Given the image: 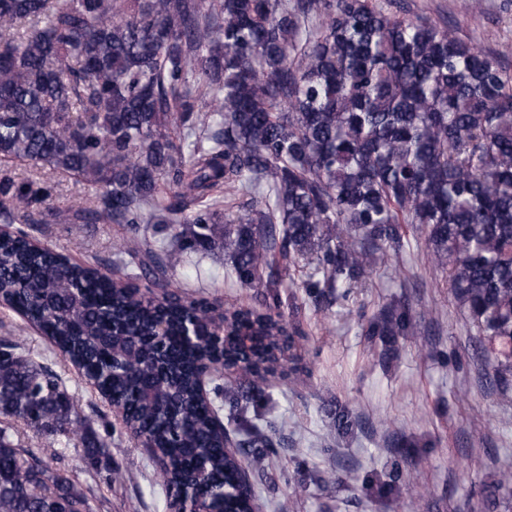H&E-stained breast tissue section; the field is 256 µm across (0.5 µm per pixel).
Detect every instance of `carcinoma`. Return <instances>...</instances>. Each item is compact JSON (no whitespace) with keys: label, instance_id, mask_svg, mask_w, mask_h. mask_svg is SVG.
<instances>
[{"label":"carcinoma","instance_id":"obj_1","mask_svg":"<svg viewBox=\"0 0 512 512\" xmlns=\"http://www.w3.org/2000/svg\"><path fill=\"white\" fill-rule=\"evenodd\" d=\"M0 160L74 175L96 189L89 219L125 224L117 260L216 247L266 311L117 281L42 246L0 237V306L52 340L86 384L122 402L147 446L164 512H254L280 428L249 408L267 377L307 370L302 332L280 311L283 265L311 266L306 294L334 301L399 255L415 224L466 320L489 383L512 387V74L454 32L368 0H0ZM176 202L162 200L163 190ZM249 202L234 208L235 197ZM52 188L0 171V216L49 208ZM364 334L384 364L417 335L411 308L384 307ZM5 336L0 419L83 444L87 469L110 443L50 368ZM240 371L199 393L210 364ZM227 411V427L214 416ZM345 406L330 429L348 434ZM240 438L236 455L224 435ZM402 438L385 478L400 493ZM0 428V512H93L92 488ZM502 471L474 512H512Z\"/></svg>","mask_w":512,"mask_h":512}]
</instances>
